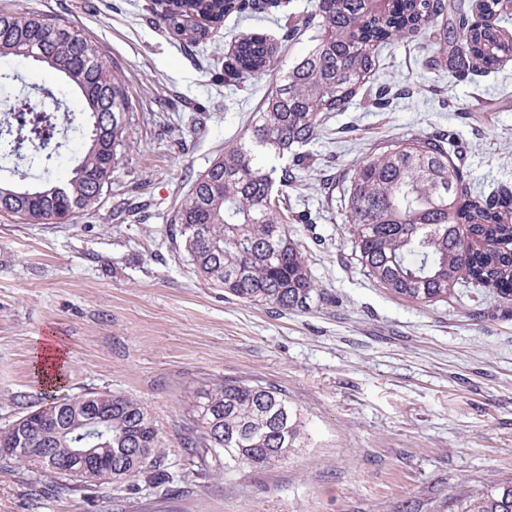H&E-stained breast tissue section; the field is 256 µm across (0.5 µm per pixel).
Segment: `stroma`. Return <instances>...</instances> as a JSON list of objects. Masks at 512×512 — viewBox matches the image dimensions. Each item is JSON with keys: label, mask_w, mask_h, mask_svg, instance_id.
I'll use <instances>...</instances> for the list:
<instances>
[{"label": "stroma", "mask_w": 512, "mask_h": 512, "mask_svg": "<svg viewBox=\"0 0 512 512\" xmlns=\"http://www.w3.org/2000/svg\"><path fill=\"white\" fill-rule=\"evenodd\" d=\"M149 0H0L86 31L125 73L137 105L95 215L18 224L0 213V426L46 402L34 352L65 345L61 396L119 392L151 413L169 453L171 492L134 482L45 493L38 473L0 469V512H448L456 490L512 480V304L488 290L430 306L392 296L361 271L343 190L381 147L445 133L472 191L512 189V58L464 77L438 64L434 31L381 50L372 89L306 147L288 207L310 215L307 258L327 303L275 314L196 277L172 219L196 176L239 139L267 93L307 49L282 43L257 79L224 74L244 33L282 27L232 16L189 45L160 27ZM51 88L77 92L33 62L0 58V113ZM52 160L0 153V179L40 186L81 157L83 126L61 128ZM284 390L309 439L292 461L196 474L184 423L204 377Z\"/></svg>", "instance_id": "35a3bbf8"}]
</instances>
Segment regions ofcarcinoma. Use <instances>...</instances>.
Instances as JSON below:
<instances>
[{"instance_id":"1","label":"carcinoma","mask_w":512,"mask_h":512,"mask_svg":"<svg viewBox=\"0 0 512 512\" xmlns=\"http://www.w3.org/2000/svg\"><path fill=\"white\" fill-rule=\"evenodd\" d=\"M505 0H474L477 20L453 19L447 0H315L307 20L286 27L290 39L322 24L325 34L266 96L239 140L224 149L193 183L174 223L194 272L214 288L251 305L280 312L303 310L321 299L299 239L288 230V187L297 183L304 147L319 138L324 121L346 109L370 82L380 51L415 39L440 24L437 51L448 72L489 69L512 57V35L499 26ZM282 0H152L160 24L189 42L250 10L265 14ZM62 76L82 98L87 123L83 156L68 175L40 189L0 183V213L19 224H60L69 212L93 214L112 184L136 106L121 71L96 41L60 16L14 7L0 9V56L26 59ZM276 45L259 33L235 40L227 70L240 78L263 74ZM72 113L29 100L11 106L0 130L13 133V150L52 157L59 147L42 134ZM358 264L378 286L420 305L446 302L462 289L487 288L512 303V192L477 196L450 159L444 134L387 145L359 163L344 188ZM61 428L30 410L0 428V465L36 470L54 492L71 483L94 486L90 473H66L44 456L54 448H106L122 479L171 482L165 445L151 414L137 399L111 392L73 398ZM110 412L106 423L85 424L84 405ZM186 449L214 458L231 472L265 470L298 453L308 440L302 411L282 390L258 381L214 375L201 383L187 423ZM448 512H512V482L451 497Z\"/></svg>"}]
</instances>
